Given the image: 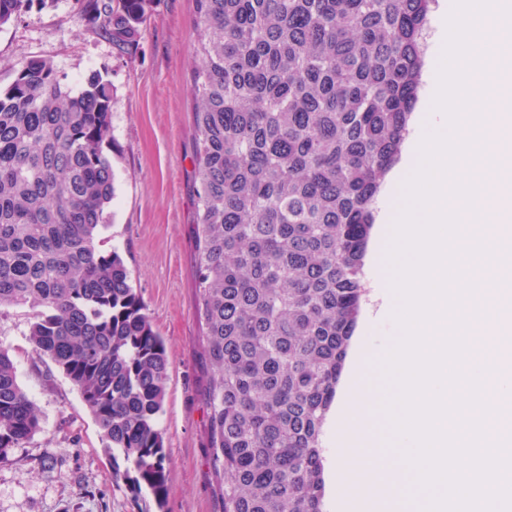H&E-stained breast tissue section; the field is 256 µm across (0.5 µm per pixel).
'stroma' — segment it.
I'll use <instances>...</instances> for the list:
<instances>
[{
    "label": "stroma",
    "instance_id": "1",
    "mask_svg": "<svg viewBox=\"0 0 512 512\" xmlns=\"http://www.w3.org/2000/svg\"><path fill=\"white\" fill-rule=\"evenodd\" d=\"M79 0L32 5L0 28V87L32 60L50 61L72 88L100 72L113 88L112 139L120 154L104 251H118L163 338L168 380L160 426L171 484L164 507L116 478L79 393L33 353L28 313L0 314V347L42 416V429L0 461V512H220L208 465L210 374L196 314L195 217L190 187L193 94L188 49L195 0H149L135 51L78 21Z\"/></svg>",
    "mask_w": 512,
    "mask_h": 512
}]
</instances>
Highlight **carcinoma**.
<instances>
[{
	"label": "carcinoma",
	"instance_id": "obj_1",
	"mask_svg": "<svg viewBox=\"0 0 512 512\" xmlns=\"http://www.w3.org/2000/svg\"><path fill=\"white\" fill-rule=\"evenodd\" d=\"M33 0H0V27ZM139 42L146 0H79ZM192 147L209 463L222 512H324V427L366 301L375 206L422 84L432 0H195ZM110 82L34 60L0 88V313L77 389L115 472L163 508L168 372L116 250ZM41 416L0 348V459Z\"/></svg>",
	"mask_w": 512,
	"mask_h": 512
}]
</instances>
